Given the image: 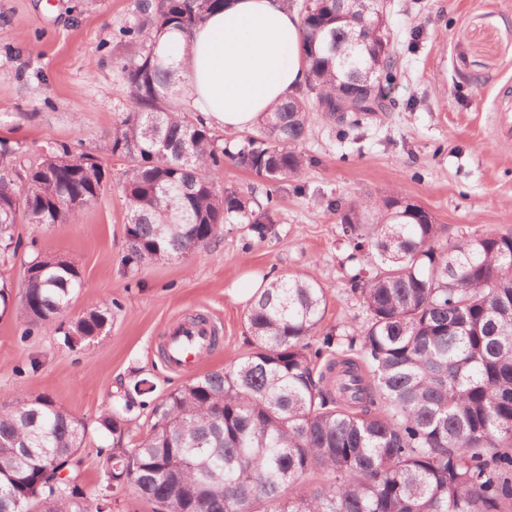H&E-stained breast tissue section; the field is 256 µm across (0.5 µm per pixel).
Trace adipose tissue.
Returning <instances> with one entry per match:
<instances>
[{
    "mask_svg": "<svg viewBox=\"0 0 512 512\" xmlns=\"http://www.w3.org/2000/svg\"><path fill=\"white\" fill-rule=\"evenodd\" d=\"M184 57L185 104L229 132L254 126L306 79L299 17L280 0H227L194 32Z\"/></svg>",
    "mask_w": 512,
    "mask_h": 512,
    "instance_id": "ef3b65f1",
    "label": "adipose tissue"
}]
</instances>
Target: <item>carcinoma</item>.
Listing matches in <instances>:
<instances>
[{
	"label": "carcinoma",
	"instance_id": "carcinoma-1",
	"mask_svg": "<svg viewBox=\"0 0 512 512\" xmlns=\"http://www.w3.org/2000/svg\"><path fill=\"white\" fill-rule=\"evenodd\" d=\"M226 0H138L141 20L122 30L132 109L92 152L55 142L33 159L0 139V254L17 255V224L76 223L85 202L110 186L102 156L124 165L127 254L138 267L187 259L239 224L257 239L273 230L270 197L226 187L228 161L286 191L311 163L301 151L312 113L341 126L388 112L395 101L338 66L358 36L364 65L386 89L395 55L375 15L346 17L336 0L298 11L307 83L227 147L183 108L189 78L180 48ZM397 191L335 206L360 263L350 277L365 324L346 337L322 327L327 295L311 276L269 281L246 314L253 351L222 371L171 390L132 443L126 414L139 385L98 417L101 471L136 463L133 493L172 512H512V234L444 237L423 205ZM37 270L12 295L0 279V312L12 310L28 336L53 324L84 288L75 264L30 242L21 261ZM111 308L67 326L68 346L101 335ZM348 341L357 356L334 355ZM328 357L324 367L318 361ZM85 423L48 396L0 405V512H112L122 485L97 503L70 474Z\"/></svg>",
	"mask_w": 512,
	"mask_h": 512
}]
</instances>
